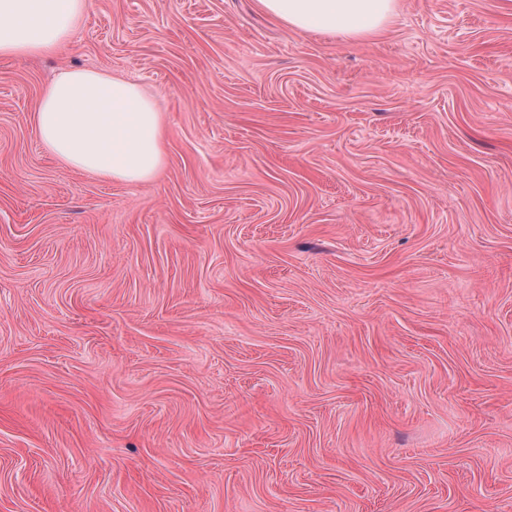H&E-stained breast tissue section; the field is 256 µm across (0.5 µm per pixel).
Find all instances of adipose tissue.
<instances>
[{"mask_svg":"<svg viewBox=\"0 0 512 512\" xmlns=\"http://www.w3.org/2000/svg\"><path fill=\"white\" fill-rule=\"evenodd\" d=\"M295 30L351 40L377 36L399 0H257ZM85 0H0V58L63 50L83 19ZM34 126L60 162L101 178L136 183L164 164L161 115L152 98L122 77L91 70L62 73L45 90Z\"/></svg>","mask_w":512,"mask_h":512,"instance_id":"obj_1","label":"adipose tissue"}]
</instances>
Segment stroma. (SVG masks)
Segmentation results:
<instances>
[{
  "instance_id": "stroma-1",
  "label": "stroma",
  "mask_w": 512,
  "mask_h": 512,
  "mask_svg": "<svg viewBox=\"0 0 512 512\" xmlns=\"http://www.w3.org/2000/svg\"><path fill=\"white\" fill-rule=\"evenodd\" d=\"M72 68L154 99L156 178L41 144ZM0 512H512V0H85L0 58ZM400 0H257L289 28L361 40L377 36L397 16Z\"/></svg>"
}]
</instances>
